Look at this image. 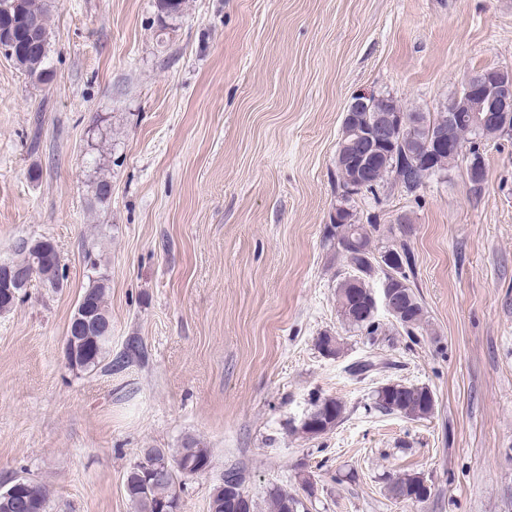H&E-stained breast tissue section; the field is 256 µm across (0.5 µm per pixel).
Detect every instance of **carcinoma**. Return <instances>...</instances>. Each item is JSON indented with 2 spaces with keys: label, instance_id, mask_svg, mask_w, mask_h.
Returning a JSON list of instances; mask_svg holds the SVG:
<instances>
[{
  "label": "carcinoma",
  "instance_id": "carcinoma-1",
  "mask_svg": "<svg viewBox=\"0 0 512 512\" xmlns=\"http://www.w3.org/2000/svg\"><path fill=\"white\" fill-rule=\"evenodd\" d=\"M158 16L162 19L181 18L187 11V0H155ZM49 0H0V27L11 31L14 41L12 61L29 77L45 82L49 79L47 61L50 52ZM409 121H423V125L408 130V136L422 139L426 128L436 123L448 122L446 112H419L399 106ZM453 137L460 144H468L469 151L477 158L482 157L479 144L482 141L501 137L499 128H487L478 131L464 122L454 129ZM459 156L451 153H436L432 159L433 171L424 173L418 166L413 149L405 150L401 146L391 151L388 160L370 168L366 177L364 192L378 196V191L390 182L402 191L413 194L425 181L434 177L441 178L457 166ZM354 170L344 162L336 161V187L340 189L335 214L330 216L331 224L326 226V238L336 241V247L343 255L348 271L343 273L336 285L337 313L342 324L350 330L359 332L371 341L385 335L382 324L377 319L378 309L370 304L374 289L389 283L398 290L399 306L391 317L407 336H416L424 330L425 309L415 293L414 282L410 277L415 274V257L407 242L393 241L389 246L377 244V224H362L357 212L350 205L355 195ZM34 242L23 241L18 247V258L11 264L35 263L38 271L35 278L45 285L57 287L65 276L60 256L52 248L38 252L33 250ZM108 283L105 276L94 273L89 279L81 299L88 307L105 319L110 318L107 305ZM319 349L329 355L337 356L343 349L340 337L328 332L318 340ZM140 354L139 345L131 342L118 357H112V351L106 349L88 361H78L77 368L93 371L106 361L112 372L126 369L132 360ZM374 408L386 414H397L411 420L430 417L435 408V398L431 389L423 385L389 383L379 387L374 394ZM344 404L334 397L317 398L312 408L301 421L297 432L307 439H316L332 431L343 420ZM152 452L169 457L171 471L164 481L148 485L137 476L144 462L153 461L152 456L134 463L126 472L125 493L134 506L135 512H154L155 505L163 500L174 501L179 498L176 490L177 477L193 476L198 471H206L211 466V452L200 441L186 442L183 447L170 453L164 448H154ZM388 492L394 499L415 504L426 501L431 491L425 490L418 473H403L389 480ZM50 500L49 489L31 479L11 498L0 497V512H47ZM267 512H292L302 508V502L288 488L274 486L266 494ZM209 512H249L245 507L237 511L227 505L224 499V481L212 488L209 497Z\"/></svg>",
  "mask_w": 512,
  "mask_h": 512
}]
</instances>
